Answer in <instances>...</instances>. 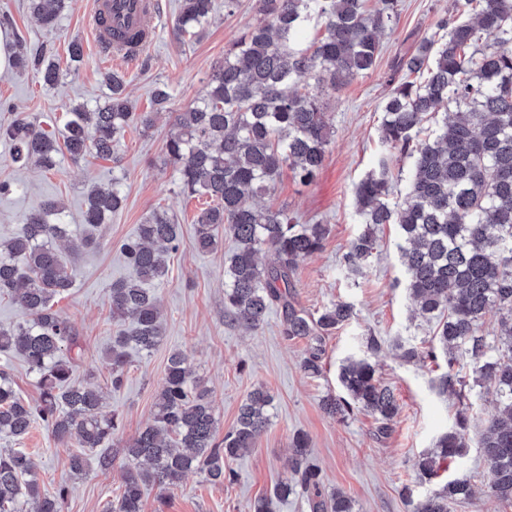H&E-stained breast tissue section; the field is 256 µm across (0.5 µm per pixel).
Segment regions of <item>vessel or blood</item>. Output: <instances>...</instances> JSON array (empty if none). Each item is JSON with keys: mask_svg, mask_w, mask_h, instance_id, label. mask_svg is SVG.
Here are the masks:
<instances>
[{"mask_svg": "<svg viewBox=\"0 0 512 512\" xmlns=\"http://www.w3.org/2000/svg\"><path fill=\"white\" fill-rule=\"evenodd\" d=\"M159 14L157 0H92L88 26L101 58L107 61L112 59L111 32L121 28L141 37L133 51L123 53V60L132 62L139 59L153 40Z\"/></svg>", "mask_w": 512, "mask_h": 512, "instance_id": "b4317fda", "label": "vessel or blood"}]
</instances>
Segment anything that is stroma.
Here are the masks:
<instances>
[{
  "label": "stroma",
  "mask_w": 512,
  "mask_h": 512,
  "mask_svg": "<svg viewBox=\"0 0 512 512\" xmlns=\"http://www.w3.org/2000/svg\"><path fill=\"white\" fill-rule=\"evenodd\" d=\"M90 2L69 0L50 29L30 13L27 0H0V13H8L12 21L5 30L10 44L21 43L31 51L43 48L57 57L64 55L69 40H81L84 47L81 67L62 71L52 88L43 87L27 70L12 67L1 73L0 123L21 114L46 130L62 133L70 106L92 107L103 101V75L113 70L124 73L130 97L141 112L151 109L154 85L167 84L172 94L169 109L150 130L126 129L113 144L111 157L90 154L77 163L67 159L53 170L13 163L9 144L0 139V181L14 185L11 193L0 195V237L20 233L31 212L43 201L56 199L64 207L71 240H78L88 192L119 183L126 197L123 208L99 229L97 248L69 252L74 286L57 304L81 336L83 357L76 377L105 388L102 412L116 414L119 430L105 448L87 452L86 468L79 476L69 469L72 446L58 444L42 423H35L18 443L0 436V448L18 445L29 452L42 490L48 494L65 490V512H106L108 502L120 492L123 449L153 423L167 358L171 351L181 350L210 391L218 433L234 426L242 402L258 386L273 397L271 424L249 453L232 462L233 482L214 485L193 472L164 496L148 486L143 491V512H249L251 503L291 475L288 450L299 433L309 440L326 492L348 494L354 512H413L418 499L454 479L470 481L475 496L453 505L451 512H512V504L485 493L489 465L480 440L493 410V392L474 385L467 364L458 368L465 385L443 395L432 388L433 379L447 372V359L433 361L425 354L434 326L416 314L407 291L396 225L380 231L379 247L361 276L351 277L343 263L351 241L364 229L356 212L359 182L387 166L393 175L389 200L395 203L412 172L410 159L388 153L380 144L381 109L396 63L433 34L441 17L455 15V0H399L397 16L381 36L376 66L323 94L334 131L323 167L307 183L284 171L274 189L259 200L260 205L287 210L299 223L328 228L322 249L297 264L294 301L313 315L345 302L352 306L353 317L326 336L323 371L316 377L301 367L306 340L284 336L280 308H273L256 330L225 314L224 264L232 242L223 236L214 249L197 247L194 216L204 200L184 195L175 169L162 161L174 113L203 92L225 49L256 22L258 0H239L231 14L225 12L224 0H214L209 23L184 37L174 31L179 0H161L153 45L132 64L119 58L99 59L86 27ZM158 207L180 225L182 239L179 251L168 259L166 277L156 286L165 336L152 353L131 352L124 383L114 390L106 360L118 327L112 318L110 286L129 275L122 243ZM373 338L379 342L375 351L369 348ZM408 347L415 348L414 358L404 357ZM351 356L368 358L399 400L400 412L388 438H376L374 420L367 414L333 418L321 408L324 397L342 395L338 371ZM462 409L470 416L464 456L442 464L432 481L420 482V455L454 426ZM104 455L113 459L107 473L99 468Z\"/></svg>",
  "instance_id": "obj_1"
}]
</instances>
